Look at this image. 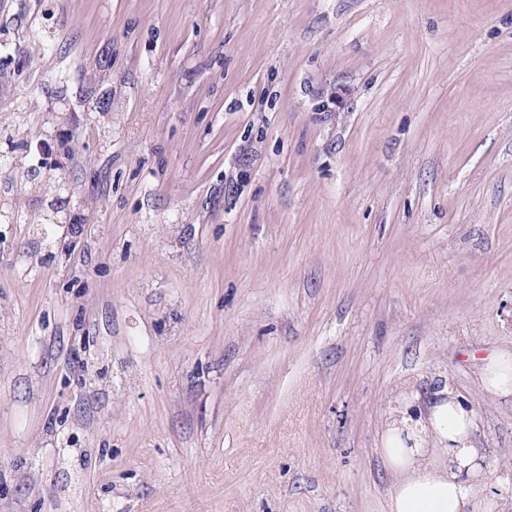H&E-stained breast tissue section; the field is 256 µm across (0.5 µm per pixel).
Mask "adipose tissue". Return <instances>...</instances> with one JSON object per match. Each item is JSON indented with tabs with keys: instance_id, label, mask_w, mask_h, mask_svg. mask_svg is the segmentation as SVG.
<instances>
[{
	"instance_id": "adipose-tissue-1",
	"label": "adipose tissue",
	"mask_w": 512,
	"mask_h": 512,
	"mask_svg": "<svg viewBox=\"0 0 512 512\" xmlns=\"http://www.w3.org/2000/svg\"><path fill=\"white\" fill-rule=\"evenodd\" d=\"M490 395H512V354L495 352L479 366ZM477 414L450 387L435 390L424 408L392 416L378 453L393 476L389 512H468L484 473L476 447ZM443 463L431 459L435 451Z\"/></svg>"
}]
</instances>
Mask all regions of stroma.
I'll return each mask as SVG.
<instances>
[{"label": "stroma", "instance_id": "obj_1", "mask_svg": "<svg viewBox=\"0 0 512 512\" xmlns=\"http://www.w3.org/2000/svg\"><path fill=\"white\" fill-rule=\"evenodd\" d=\"M505 350L512 0H0V512H387L442 382L512 512ZM480 383L492 396L512 395V354L494 352L483 359L479 366Z\"/></svg>", "mask_w": 512, "mask_h": 512}]
</instances>
